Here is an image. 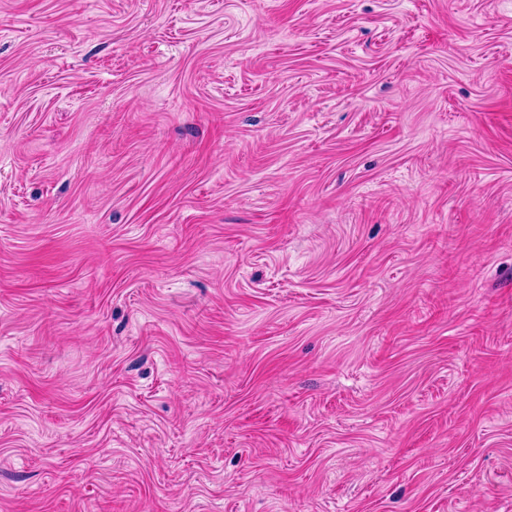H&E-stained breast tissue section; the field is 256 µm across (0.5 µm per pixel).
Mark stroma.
Masks as SVG:
<instances>
[{
	"mask_svg": "<svg viewBox=\"0 0 512 512\" xmlns=\"http://www.w3.org/2000/svg\"><path fill=\"white\" fill-rule=\"evenodd\" d=\"M0 512H512V0H0Z\"/></svg>",
	"mask_w": 512,
	"mask_h": 512,
	"instance_id": "35a3bbf8",
	"label": "stroma"
}]
</instances>
